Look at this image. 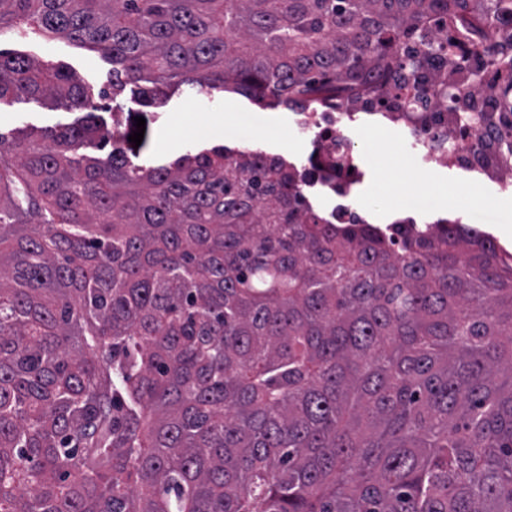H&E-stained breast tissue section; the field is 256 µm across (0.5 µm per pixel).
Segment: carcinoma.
I'll return each instance as SVG.
<instances>
[{
    "label": "carcinoma",
    "mask_w": 512,
    "mask_h": 512,
    "mask_svg": "<svg viewBox=\"0 0 512 512\" xmlns=\"http://www.w3.org/2000/svg\"><path fill=\"white\" fill-rule=\"evenodd\" d=\"M468 2L0 0V37L102 53L114 97L286 107L401 35L424 66ZM10 96L86 115L0 133V512H512L511 254L328 224L279 156L142 161L76 76L0 48Z\"/></svg>",
    "instance_id": "1"
}]
</instances>
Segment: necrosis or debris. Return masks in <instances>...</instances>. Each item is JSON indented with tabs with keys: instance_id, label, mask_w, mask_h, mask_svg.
I'll return each mask as SVG.
<instances>
[{
	"instance_id": "necrosis-or-debris-1",
	"label": "necrosis or debris",
	"mask_w": 512,
	"mask_h": 512,
	"mask_svg": "<svg viewBox=\"0 0 512 512\" xmlns=\"http://www.w3.org/2000/svg\"><path fill=\"white\" fill-rule=\"evenodd\" d=\"M451 54L474 55L478 43L492 44L491 56L480 58L483 84L473 91L483 100L489 91L512 80V71L499 65L503 37L512 31L494 0H470L466 13L441 19L436 26ZM414 78L400 74L397 64L382 72L381 93L368 94L337 86L300 100L290 112L293 134L309 145L305 160L292 170L297 189L324 184L336 197L325 213L333 224H362L366 218L353 204L351 192L364 173L355 166V148L349 130L364 125L399 129L407 150L425 171L459 169L475 181L512 197V99L499 100L491 124L476 126L453 102L416 98Z\"/></svg>"
}]
</instances>
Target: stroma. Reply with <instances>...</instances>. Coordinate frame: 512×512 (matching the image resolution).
Instances as JSON below:
<instances>
[{"label": "stroma", "instance_id": "stroma-1", "mask_svg": "<svg viewBox=\"0 0 512 512\" xmlns=\"http://www.w3.org/2000/svg\"><path fill=\"white\" fill-rule=\"evenodd\" d=\"M8 49L52 62L74 73L93 92L99 93L100 115L105 123L123 119L132 123L144 118L148 139L141 157L165 164L191 149H209L217 145L247 148L300 161L308 150L291 130L288 111L282 107H262L247 97L223 93L201 96L181 88L160 107L146 106L142 94L132 86L119 96H111L112 64L103 55L64 39L46 40L30 35L8 42ZM84 117L83 111L71 110L48 101L23 97L0 100V133L12 134L23 128L55 130L73 125ZM264 121L261 133L245 137L241 127L253 118ZM224 126V133H215V126ZM385 151L366 140H359L357 162L364 170V180L352 194V201L372 221L382 224L408 213L421 215L425 221L440 218L468 219L473 200L483 205L481 231L489 234L502 249L512 253V198L496 196L493 189L468 183L456 170L431 175L430 186L419 194L406 191L408 182L419 173L418 161L408 154L400 131L382 130ZM455 186L457 195L444 203L441 192Z\"/></svg>", "mask_w": 512, "mask_h": 512}]
</instances>
